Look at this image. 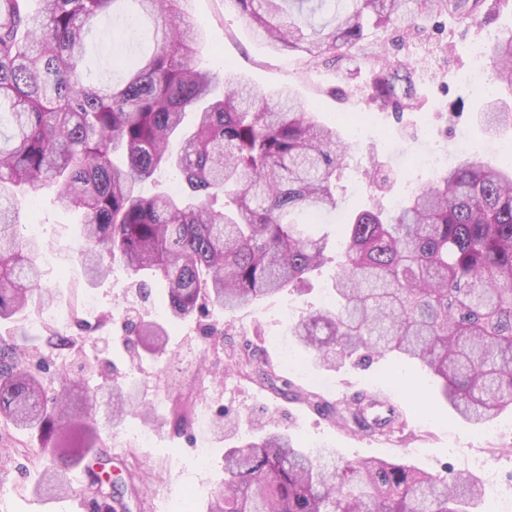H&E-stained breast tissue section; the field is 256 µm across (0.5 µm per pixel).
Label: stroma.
<instances>
[{"mask_svg":"<svg viewBox=\"0 0 512 512\" xmlns=\"http://www.w3.org/2000/svg\"><path fill=\"white\" fill-rule=\"evenodd\" d=\"M183 7L204 33L205 41L195 55L198 66H224L227 76H243L270 95L291 88L307 111L318 113L328 123L340 114L361 115L357 143L346 156L337 188L342 208L372 202L387 207L393 198L405 195L407 183L418 186L426 181L428 171L413 164L422 149L413 132L423 125L433 138L451 145L465 138L471 150L484 154L490 164L502 161L501 151L481 129L479 98L456 78L467 64L470 44L480 39L464 26L443 18L427 23L423 33L402 44L391 33L373 31L368 40L381 46V55L368 51L354 63L322 65L310 71L297 56L258 40L228 0H185ZM121 30V23L109 17L96 23L87 54L94 78L108 80L113 55L136 50V41ZM381 56L418 60V83L429 103L426 111L405 113L398 122L369 105L367 82ZM375 159L395 172L386 186L373 183L368 175ZM54 196L51 189L41 190L35 207L23 209L21 222L26 232L47 244L38 265L43 282L57 296L56 308L69 309L74 294L83 297L79 317L86 327L84 350L92 365V385L135 388L143 411L150 416L145 422L132 415L117 427L101 431L114 458L136 449L142 470L152 477L143 486L140 512H206L212 491L224 478L220 448H213L203 465L192 454L194 448L208 445L206 429L194 425L178 435L169 423L172 395L198 375L203 381L196 403L205 405L210 416L226 415L242 435L263 423L293 434L306 445L336 449L348 459L402 460L434 474L470 471L469 457L481 450L499 459L504 471H512V411L494 420L498 437L484 440L482 425L463 421L418 362L389 355L365 366L349 359L327 369L293 343L290 326L327 299V279L334 272L330 265L313 281L310 293H286L231 315L215 314L224 331L223 351L209 346L202 323L187 320L171 330L166 359L152 363L132 358L122 337L114 334L113 324L122 320L127 307L147 321L166 319L161 290L153 288L150 298L141 300L126 270L118 265L96 284H88L75 257L82 246L76 218L55 203ZM107 312L112 315L111 324L100 325ZM251 339L256 340L261 358L288 379L294 390L315 392L332 402L357 392L378 394L403 410L404 429L371 438L350 432L322 419L309 405L274 395L244 378L236 362ZM27 483L20 469H12L7 476L0 474V512H88L77 496L34 495L25 492Z\"/></svg>","mask_w":512,"mask_h":512,"instance_id":"35a3bbf8","label":"stroma"}]
</instances>
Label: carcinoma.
I'll use <instances>...</instances> for the list:
<instances>
[{
    "mask_svg": "<svg viewBox=\"0 0 512 512\" xmlns=\"http://www.w3.org/2000/svg\"><path fill=\"white\" fill-rule=\"evenodd\" d=\"M125 0H0V420L26 438L12 451L26 461L34 493L72 490L84 474L91 512H132L142 475L133 463L112 473L97 424L82 420L97 395L105 422L137 409L132 389L94 391L80 353L82 336L53 331L29 345L17 322L51 307L35 236L19 232V211L52 186L57 202L82 214L79 257L87 280L115 263L142 297L163 286L173 321L212 309L233 312L287 288L308 291L335 263L329 303L291 327L300 347L324 367L356 357L394 354L436 376L448 405L468 422L512 410V161L499 167L467 154L390 210L339 209L337 184L347 143L338 123L306 111L290 91L270 103L249 83L200 69V35L183 0H135L152 22L153 47L139 58L112 59L120 79L93 84L84 70L92 22ZM255 34L305 66L350 61L367 32L407 33L449 17L481 29L512 0H350L317 27L324 0H228ZM486 52L494 96L482 99L486 132L512 133V30ZM417 62L373 71L368 102L400 121L420 110ZM195 113L183 129L184 115ZM175 168L191 190L148 193L145 185ZM139 357H162L166 327L129 320ZM75 358L56 389L34 356ZM283 397L288 381L254 355L239 357ZM334 424L368 437L401 430L403 413L376 396L341 402L305 394ZM175 429L189 404L170 409ZM223 443L224 488L207 512H484L470 475L432 474L383 458L346 459L331 448L306 450L284 431L246 439L213 423Z\"/></svg>",
    "mask_w": 512,
    "mask_h": 512,
    "instance_id": "obj_1",
    "label": "carcinoma"
}]
</instances>
